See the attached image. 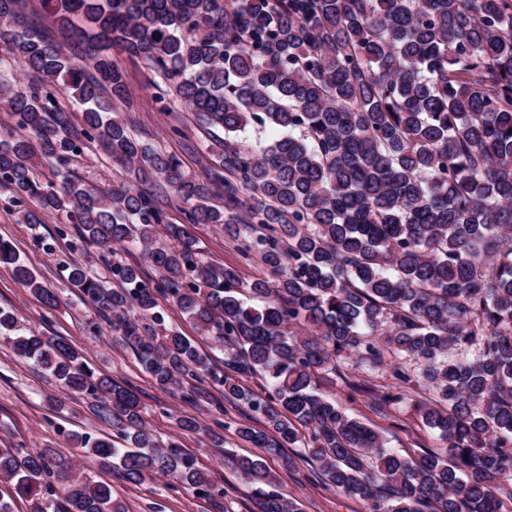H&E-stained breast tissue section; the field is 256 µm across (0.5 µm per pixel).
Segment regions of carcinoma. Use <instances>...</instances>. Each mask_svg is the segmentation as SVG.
Listing matches in <instances>:
<instances>
[{"label":"carcinoma","instance_id":"cac0c4a2","mask_svg":"<svg viewBox=\"0 0 512 512\" xmlns=\"http://www.w3.org/2000/svg\"><path fill=\"white\" fill-rule=\"evenodd\" d=\"M0 0V191L27 224L62 217L59 235L154 266L112 263L111 288L83 255L66 267L76 293L112 323L159 389L245 405L265 428L236 434L317 466L323 483L367 512H512V0ZM117 50L155 75L161 111L179 101L205 132L202 167L133 134L134 102ZM33 80L15 81L17 66ZM81 108L71 120L70 105ZM248 125L281 135L258 149ZM124 175L88 183L91 149ZM163 183L185 223L171 224ZM35 202L34 208L27 203ZM194 224L234 226L249 282L205 260ZM0 263L55 308L58 297L0 240ZM163 296L211 354L167 325ZM0 335L67 391L91 400L113 439L77 448L128 485L166 477L217 504L176 438L159 441L137 393L101 376L64 338ZM347 368L350 397L386 416L408 404L447 445L385 447L321 390ZM260 377L265 397L245 380ZM224 447L226 424L180 418ZM293 455L284 454V449ZM226 457L254 486L256 512H300L263 460ZM0 475L33 512H124L112 487L76 477L50 449L0 448Z\"/></svg>","mask_w":512,"mask_h":512}]
</instances>
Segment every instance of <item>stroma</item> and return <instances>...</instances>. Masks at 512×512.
Wrapping results in <instances>:
<instances>
[{
    "instance_id": "obj_1",
    "label": "stroma",
    "mask_w": 512,
    "mask_h": 512,
    "mask_svg": "<svg viewBox=\"0 0 512 512\" xmlns=\"http://www.w3.org/2000/svg\"><path fill=\"white\" fill-rule=\"evenodd\" d=\"M118 62L125 69L129 95L134 102L133 112L126 115L132 131L154 146L177 155L188 170H199L196 147L203 135L191 113L179 103L173 104L170 111H159L152 72L142 63L123 56ZM174 125L184 130V138L169 136L168 129ZM59 223V218L53 214L44 216L39 224L24 223L18 208L0 195V240L11 243L20 259L33 268L44 286L60 299L59 307L48 309L38 296L14 280L9 267L0 265V306L14 312L22 333L65 338L84 354L98 374L134 389L144 417L156 436L163 441L178 437L183 448L194 456L198 467L223 486L226 512H252L251 487L225 462L224 452L229 449L239 455L252 454V446L240 440L234 428L242 423L260 429L264 426L263 420L244 407L228 404L219 411L210 401L193 404L161 392L131 349L70 288L65 267L74 257L72 239L57 235ZM191 231L204 257L211 263L235 268L245 281L263 273L259 258L242 261L237 241L224 228L197 224ZM327 390L350 415L376 429L387 447L399 451L422 447L446 454L445 444L423 425L410 407L390 411L384 417L374 413L363 399L349 398L342 382H333ZM55 397L64 401V409L52 406L51 400ZM219 416L228 424L224 445L220 448L211 447L199 435L180 433L176 425L177 419L182 417L207 425ZM107 431V426L93 414L87 398L66 391L30 361L18 357L11 342L0 337V448L54 450L61 457L73 460L77 471L110 484L126 512H211L207 500L196 497L192 489L172 488L170 480L158 478L139 487L119 481L112 470L79 455L70 439L74 433L103 436ZM266 464L275 474L281 492L295 499L301 512H365L361 500L336 492L315 478L313 467L308 463L300 462L290 469L282 465L279 457L270 456Z\"/></svg>"
}]
</instances>
